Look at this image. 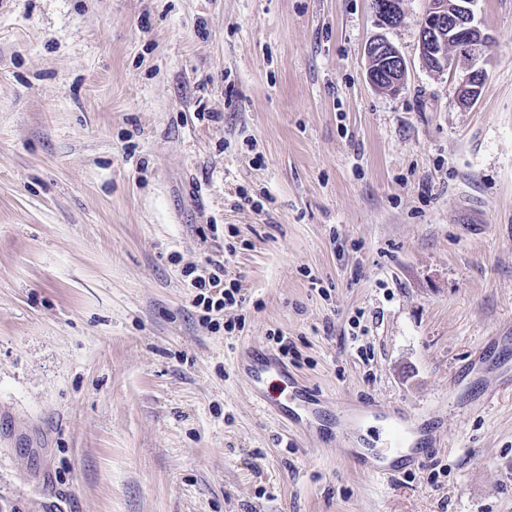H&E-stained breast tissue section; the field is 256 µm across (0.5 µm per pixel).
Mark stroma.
Masks as SVG:
<instances>
[{
	"label": "stroma",
	"mask_w": 512,
	"mask_h": 512,
	"mask_svg": "<svg viewBox=\"0 0 512 512\" xmlns=\"http://www.w3.org/2000/svg\"><path fill=\"white\" fill-rule=\"evenodd\" d=\"M401 8L0 0V512H512V0L477 2L468 107ZM210 260L246 293L213 328ZM277 332L318 397L295 432L236 366ZM362 398L434 453L357 469L393 447ZM368 81L379 89L397 91L404 84L406 63L398 50L384 38H374L366 47ZM383 409L384 412L382 419L391 425L389 434L392 438H394L396 442L393 449L394 451L391 454L393 457L390 459H376L375 461H370L362 456L356 455L350 448H346V451L347 453L351 454L347 456L353 459V461L356 462L362 469H364L367 474L379 479L389 481L396 476L403 465L414 458L413 455L419 448H408V452L405 453L403 448L399 447L401 446L400 441L402 438L401 428L407 432L402 413L397 408L384 407Z\"/></svg>",
	"instance_id": "obj_1"
}]
</instances>
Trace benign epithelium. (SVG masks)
I'll list each match as a JSON object with an SVG mask.
<instances>
[{
  "instance_id": "1",
  "label": "benign epithelium",
  "mask_w": 512,
  "mask_h": 512,
  "mask_svg": "<svg viewBox=\"0 0 512 512\" xmlns=\"http://www.w3.org/2000/svg\"><path fill=\"white\" fill-rule=\"evenodd\" d=\"M475 3L476 0H428L419 36L420 56L429 70L442 72L456 62L467 70L457 89L464 104L478 99L485 77V69L477 62L484 57L487 40L473 9ZM374 9L386 25H395L400 19V0H377ZM452 33L459 43L450 56L448 37ZM366 55L367 78L373 86L389 91L402 87L406 63L392 44L375 38L367 45Z\"/></svg>"
}]
</instances>
